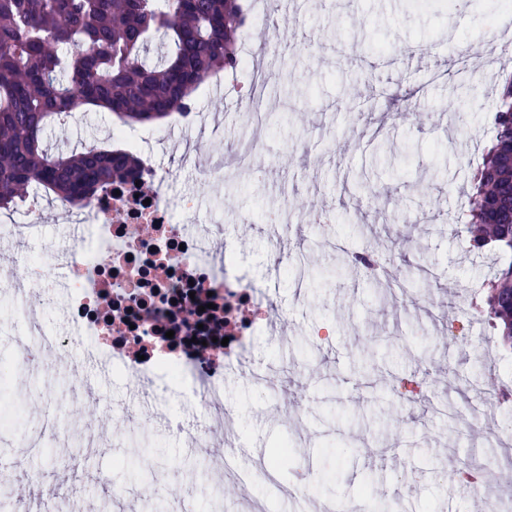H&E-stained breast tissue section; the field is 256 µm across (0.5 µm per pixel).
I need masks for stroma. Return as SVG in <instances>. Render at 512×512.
Wrapping results in <instances>:
<instances>
[{
	"label": "stroma",
	"mask_w": 512,
	"mask_h": 512,
	"mask_svg": "<svg viewBox=\"0 0 512 512\" xmlns=\"http://www.w3.org/2000/svg\"><path fill=\"white\" fill-rule=\"evenodd\" d=\"M276 9L254 34V61L267 67L263 95L247 98L248 76L236 73L224 90L200 88L194 103L219 118L223 139L209 129L170 130L157 162L171 195H194L199 221L223 226L250 278L270 285L274 306L269 335L253 357L266 380L227 379L224 403L236 412L244 445L239 467L257 476L242 494L222 496L195 476L199 448L172 435L165 415L199 417L172 395L146 435L122 428L112 448L89 458L75 453L70 468L89 497L100 486L86 473L98 468L126 494L116 512H149L139 498L141 481L119 467L133 449L152 443L149 467L181 487L207 512L222 499L225 512H246L247 501H267L270 512H322L324 503H366L375 512L387 500L393 512H512V483L499 481L512 447L501 446L512 424V350L503 349L487 320L485 296L470 287L496 269L493 252L473 247L455 227L458 204L472 192L477 161L487 142L471 133L491 127L497 75L512 73V38L500 43L494 65L481 75L457 72L458 59L481 54L498 25L512 20L506 0H273ZM280 114L262 146L259 170L236 172L245 189L231 194L210 181L219 156L235 155L247 111ZM110 112H85L67 131L47 129L50 152L111 145ZM287 198V209L276 200ZM68 220L50 209L37 221L16 260L33 269L50 262ZM303 253L308 264L336 276L318 283L286 277L275 260L280 250ZM385 256L387 270L405 276L408 295H388V278L367 279L359 269H337L340 257L360 252ZM428 374L424 401L396 390L413 373ZM500 372L496 402L463 403ZM447 400L461 407L462 425L448 429L432 410ZM11 428L0 457L11 475L29 468L54 477L52 436L40 448L23 444ZM293 446L276 480L259 475L281 441ZM483 466L490 478L473 485L449 482L462 467ZM322 494L297 505L280 487L302 481ZM399 492H390V485Z\"/></svg>",
	"instance_id": "obj_1"
}]
</instances>
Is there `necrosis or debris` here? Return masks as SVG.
I'll return each instance as SVG.
<instances>
[{
    "label": "necrosis or debris",
    "mask_w": 512,
    "mask_h": 512,
    "mask_svg": "<svg viewBox=\"0 0 512 512\" xmlns=\"http://www.w3.org/2000/svg\"><path fill=\"white\" fill-rule=\"evenodd\" d=\"M142 159L137 179L119 184L78 208L95 245L79 238L52 246L42 276L12 268L6 283H22L27 321L0 315L14 359L52 385L61 367L105 362L130 392L160 402L168 388L233 426L224 409V379L255 375L251 351L265 325L257 310L269 304L265 285L242 274L237 247L225 240L215 252L201 233L194 197L171 196L154 157L160 137L152 128L124 133ZM56 310L60 325L43 328L37 312ZM168 386H160V378Z\"/></svg>",
    "instance_id": "4bbe7bcc"
}]
</instances>
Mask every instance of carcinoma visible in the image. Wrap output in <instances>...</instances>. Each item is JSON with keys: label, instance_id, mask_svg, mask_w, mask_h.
Instances as JSON below:
<instances>
[{"label": "carcinoma", "instance_id": "obj_1", "mask_svg": "<svg viewBox=\"0 0 512 512\" xmlns=\"http://www.w3.org/2000/svg\"><path fill=\"white\" fill-rule=\"evenodd\" d=\"M244 0H0V210L40 193L82 206L140 172L125 148L51 153L46 126L79 106L121 125L193 103L205 79L240 65ZM488 159L474 176L473 245L502 258L487 314L512 349V75L502 81Z\"/></svg>", "mask_w": 512, "mask_h": 512}]
</instances>
